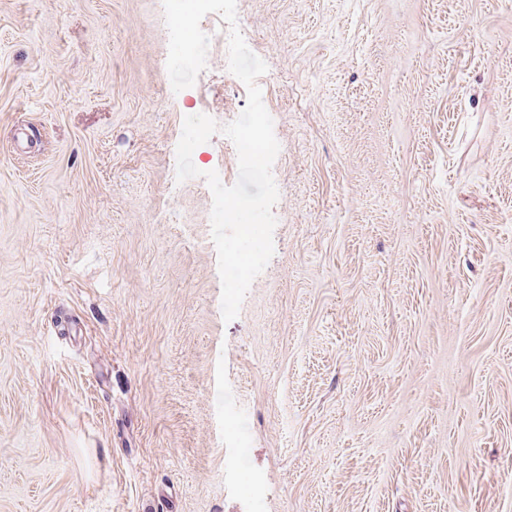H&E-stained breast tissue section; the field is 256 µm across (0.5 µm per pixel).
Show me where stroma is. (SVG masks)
Listing matches in <instances>:
<instances>
[{
    "instance_id": "35a3bbf8",
    "label": "stroma",
    "mask_w": 512,
    "mask_h": 512,
    "mask_svg": "<svg viewBox=\"0 0 512 512\" xmlns=\"http://www.w3.org/2000/svg\"><path fill=\"white\" fill-rule=\"evenodd\" d=\"M275 252L224 321L162 0H0V512H512V0H242Z\"/></svg>"
}]
</instances>
